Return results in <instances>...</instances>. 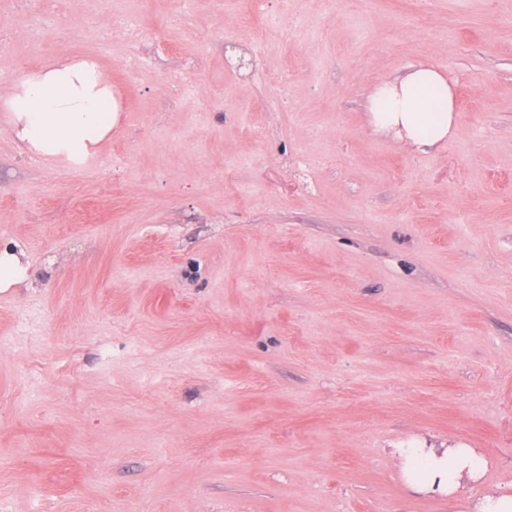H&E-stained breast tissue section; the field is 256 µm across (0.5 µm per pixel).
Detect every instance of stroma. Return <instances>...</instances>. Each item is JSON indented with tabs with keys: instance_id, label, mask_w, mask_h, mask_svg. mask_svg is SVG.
<instances>
[{
	"instance_id": "obj_1",
	"label": "stroma",
	"mask_w": 512,
	"mask_h": 512,
	"mask_svg": "<svg viewBox=\"0 0 512 512\" xmlns=\"http://www.w3.org/2000/svg\"><path fill=\"white\" fill-rule=\"evenodd\" d=\"M75 55L95 159L0 111V512H466L409 446L512 492V0H0V92ZM422 63L432 148L367 116ZM367 100L375 130L411 145H437L456 129L454 83L431 66L414 67L402 78L378 84ZM27 265L22 251L0 254V288L22 285L27 281ZM395 453L406 485L421 494L465 496L487 467L473 448H399Z\"/></svg>"
}]
</instances>
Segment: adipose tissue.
Wrapping results in <instances>:
<instances>
[{"label": "adipose tissue", "instance_id": "adipose-tissue-1", "mask_svg": "<svg viewBox=\"0 0 512 512\" xmlns=\"http://www.w3.org/2000/svg\"><path fill=\"white\" fill-rule=\"evenodd\" d=\"M0 110L20 149L47 161L80 166L112 137L116 122L112 83L96 57L81 55L29 70L0 95ZM375 130L417 146L447 141L456 128L454 83L430 66L382 82L368 95ZM406 485L428 495H466L486 460L471 448H401Z\"/></svg>", "mask_w": 512, "mask_h": 512}]
</instances>
